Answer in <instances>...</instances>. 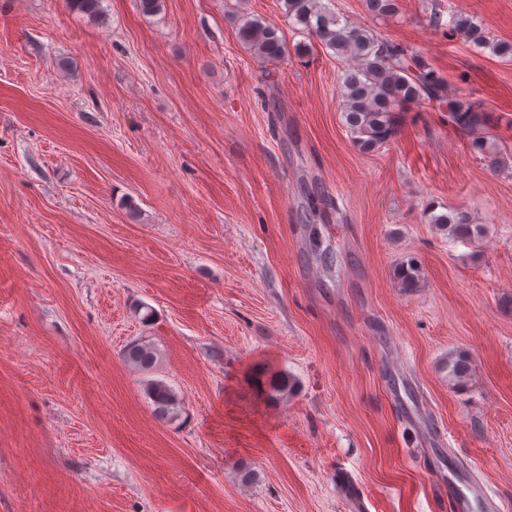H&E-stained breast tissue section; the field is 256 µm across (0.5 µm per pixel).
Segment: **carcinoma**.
I'll use <instances>...</instances> for the list:
<instances>
[{
    "label": "carcinoma",
    "instance_id": "cac0c4a2",
    "mask_svg": "<svg viewBox=\"0 0 512 512\" xmlns=\"http://www.w3.org/2000/svg\"><path fill=\"white\" fill-rule=\"evenodd\" d=\"M68 4L87 15L97 16L102 0H67ZM284 15L292 25L315 38L338 58L350 61L339 77L340 107L345 126L353 144L362 153L379 149L392 139L398 128L399 113L422 100L435 101L448 111V121L470 133L471 153L494 167L502 165L499 153L491 151L485 126L488 115L481 100L467 94L448 95L444 81L422 59L406 47L378 36L373 31L352 24L324 3V0H281ZM374 15H391L399 10L398 0H365ZM448 32L457 33L478 48H489L495 54L511 55L512 44L492 39L484 26L473 18L451 12ZM240 42L264 62L277 63L290 53L282 32L276 25L261 18L241 16L237 26ZM428 223L436 225L448 236L463 243L481 240L487 228L474 224L467 213L450 210L436 214L429 209ZM404 288H414L420 280L419 268L407 263L399 270ZM123 358L128 367L141 374H150L161 359V351L151 336H141L125 348ZM295 381L288 372L271 373L269 396L273 399L289 394ZM144 392L156 414L174 422L181 417L182 404L178 394L165 381L144 380Z\"/></svg>",
    "mask_w": 512,
    "mask_h": 512
}]
</instances>
